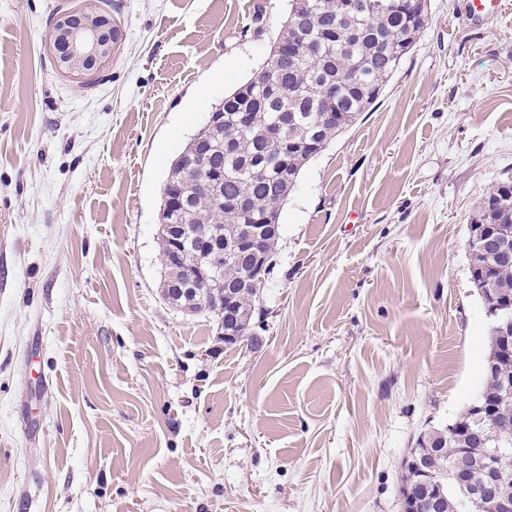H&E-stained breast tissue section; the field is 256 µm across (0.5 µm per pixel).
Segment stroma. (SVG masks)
<instances>
[{
    "mask_svg": "<svg viewBox=\"0 0 512 512\" xmlns=\"http://www.w3.org/2000/svg\"><path fill=\"white\" fill-rule=\"evenodd\" d=\"M0 0V512H401L417 435L483 385L469 226L512 180V0L429 23L302 171L258 347L161 293L168 165L271 60L289 0H100L125 34L56 71L55 16Z\"/></svg>",
    "mask_w": 512,
    "mask_h": 512,
    "instance_id": "35a3bbf8",
    "label": "stroma"
}]
</instances>
